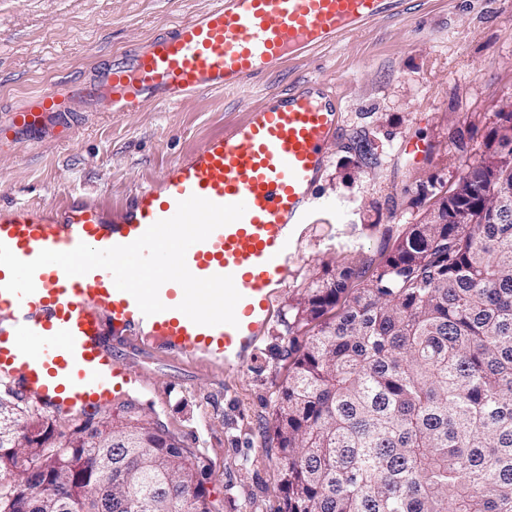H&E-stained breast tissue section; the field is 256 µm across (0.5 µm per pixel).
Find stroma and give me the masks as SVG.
<instances>
[{"instance_id":"stroma-1","label":"stroma","mask_w":512,"mask_h":512,"mask_svg":"<svg viewBox=\"0 0 512 512\" xmlns=\"http://www.w3.org/2000/svg\"><path fill=\"white\" fill-rule=\"evenodd\" d=\"M212 0H0V129L50 86L93 77L122 52L171 33ZM306 77L333 83L343 131L327 150L318 208L299 225L295 260L281 287L279 313L300 300L324 260L389 251L423 207L411 206L416 181L452 184L479 160L501 101L512 96V0H416L397 19L361 31L239 88L145 104L137 112L77 109L39 142L0 146V206L57 209L70 194L89 204L125 202L166 166L240 121L268 93ZM384 143L377 165L351 175L355 137ZM437 153L417 164L405 137ZM287 342L274 321L248 364L233 377L168 357L129 354L144 388L116 402L112 417L136 409L196 453L207 473L213 512H280L279 449L268 437L276 391L285 383Z\"/></svg>"}]
</instances>
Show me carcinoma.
Returning a JSON list of instances; mask_svg holds the SVG:
<instances>
[{
    "instance_id": "carcinoma-1",
    "label": "carcinoma",
    "mask_w": 512,
    "mask_h": 512,
    "mask_svg": "<svg viewBox=\"0 0 512 512\" xmlns=\"http://www.w3.org/2000/svg\"><path fill=\"white\" fill-rule=\"evenodd\" d=\"M512 113L497 112L462 178L483 224L406 227L380 262H322L282 319L288 380L268 432L281 512H512ZM508 149L503 153L502 149ZM379 145L354 141L355 172ZM313 325L315 331L299 337ZM55 418L0 395V512H211L199 457L146 415L55 438ZM46 474L35 487L12 478Z\"/></svg>"
}]
</instances>
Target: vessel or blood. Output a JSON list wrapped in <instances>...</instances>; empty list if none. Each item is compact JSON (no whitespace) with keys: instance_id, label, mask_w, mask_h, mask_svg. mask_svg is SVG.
<instances>
[{"instance_id":"vessel-or-blood-1","label":"vessel or blood","mask_w":512,"mask_h":512,"mask_svg":"<svg viewBox=\"0 0 512 512\" xmlns=\"http://www.w3.org/2000/svg\"><path fill=\"white\" fill-rule=\"evenodd\" d=\"M404 0H216L104 70L98 80L49 89L17 109L15 136L38 139L52 119L86 111L135 112L146 102L169 104L190 95L237 88L248 77L330 45L380 18H396ZM341 131L340 98L328 83L304 80L269 93L259 106L200 149L170 164L153 184L122 205L71 200L59 209L0 207V243L23 261L40 251L126 245L153 223L174 216L196 195L244 203L243 217L214 230L186 253L196 277L232 276L241 295L236 325L193 323L178 306L182 287L161 286L163 312L144 315L103 268L67 276L39 268L35 290L5 291L0 266V382L52 417L108 412L137 379L124 348L205 365L233 375L247 363L277 313L292 258V233L303 223L327 165V147Z\"/></svg>"}]
</instances>
